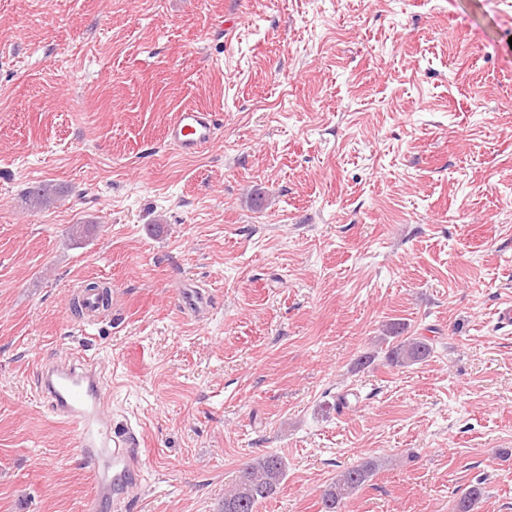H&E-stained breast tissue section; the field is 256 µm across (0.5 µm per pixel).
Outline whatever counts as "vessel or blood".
<instances>
[{
    "instance_id": "obj_1",
    "label": "vessel or blood",
    "mask_w": 512,
    "mask_h": 512,
    "mask_svg": "<svg viewBox=\"0 0 512 512\" xmlns=\"http://www.w3.org/2000/svg\"><path fill=\"white\" fill-rule=\"evenodd\" d=\"M217 120L213 112L189 106L176 113L165 130L166 141L181 154L200 153L211 143ZM94 357L80 363L46 359L37 370V386L49 411L71 428L85 466L94 479L82 512H102L106 504L125 500L139 483L141 440L131 426L113 423L109 388Z\"/></svg>"
}]
</instances>
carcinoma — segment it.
<instances>
[{"mask_svg":"<svg viewBox=\"0 0 512 512\" xmlns=\"http://www.w3.org/2000/svg\"><path fill=\"white\" fill-rule=\"evenodd\" d=\"M53 189L47 185L33 187L27 200L33 207H43L51 202ZM386 339L391 342L386 359L392 366H409L427 359L433 346L422 336L404 335V327L390 323ZM378 464L367 461L344 469L321 493V512H341L344 502L356 493L376 472ZM286 476L283 457L266 454L253 458L243 465L235 484L224 492V502L219 512H258V506L271 497ZM482 489L473 487L459 497L455 512H473Z\"/></svg>","mask_w":512,"mask_h":512,"instance_id":"obj_1","label":"carcinoma"}]
</instances>
